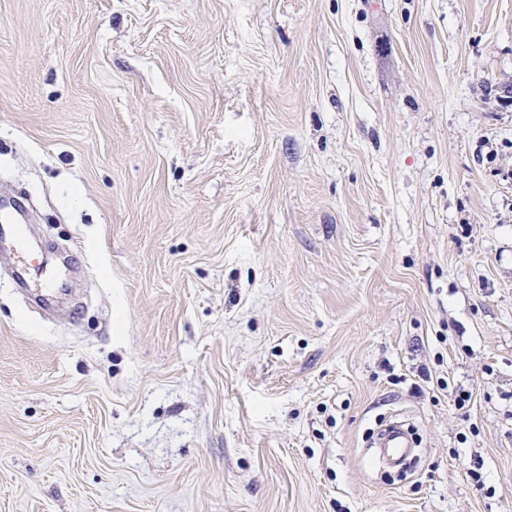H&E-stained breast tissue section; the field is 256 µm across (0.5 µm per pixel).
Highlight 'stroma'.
Returning a JSON list of instances; mask_svg holds the SVG:
<instances>
[{
  "label": "stroma",
  "mask_w": 512,
  "mask_h": 512,
  "mask_svg": "<svg viewBox=\"0 0 512 512\" xmlns=\"http://www.w3.org/2000/svg\"><path fill=\"white\" fill-rule=\"evenodd\" d=\"M12 196L0 512H512V0H0ZM394 421L396 422L386 424L378 437V445L382 448L383 454L393 458L403 455L409 447L407 435L397 420Z\"/></svg>",
  "instance_id": "obj_1"
}]
</instances>
